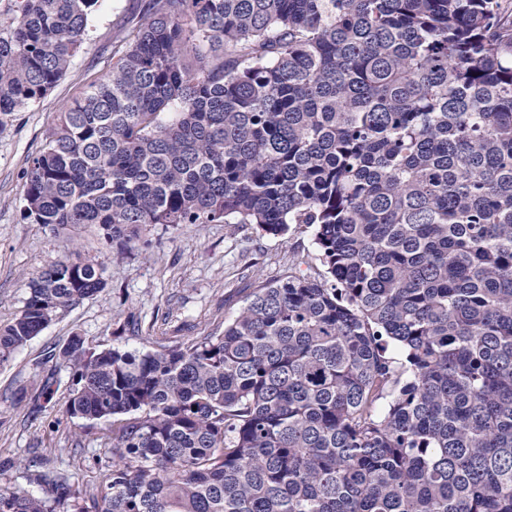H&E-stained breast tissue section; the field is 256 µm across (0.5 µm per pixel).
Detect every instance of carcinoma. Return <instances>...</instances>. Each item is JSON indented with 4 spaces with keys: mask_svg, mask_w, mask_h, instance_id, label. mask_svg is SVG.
Returning a JSON list of instances; mask_svg holds the SVG:
<instances>
[{
    "mask_svg": "<svg viewBox=\"0 0 512 512\" xmlns=\"http://www.w3.org/2000/svg\"><path fill=\"white\" fill-rule=\"evenodd\" d=\"M98 2L11 0L0 131ZM506 2L142 0L23 171L24 217L109 247L146 224H304L323 270L188 344L71 336L67 412L112 464L85 487L34 470L40 493L1 491L0 512H512ZM103 274L77 251L31 279L0 363Z\"/></svg>",
    "mask_w": 512,
    "mask_h": 512,
    "instance_id": "carcinoma-1",
    "label": "carcinoma"
}]
</instances>
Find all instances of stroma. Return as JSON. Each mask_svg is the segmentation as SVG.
<instances>
[{
    "label": "stroma",
    "mask_w": 512,
    "mask_h": 512,
    "mask_svg": "<svg viewBox=\"0 0 512 512\" xmlns=\"http://www.w3.org/2000/svg\"><path fill=\"white\" fill-rule=\"evenodd\" d=\"M139 5L100 0L63 78L40 101L13 113L0 133V324L21 310L29 277L75 248L93 256L102 248L94 229L72 233L25 219L23 171L63 105L108 73L112 38ZM301 255L318 265L313 231L299 224L279 236L253 224H155L138 248L111 249L105 288L60 311L0 365V490L36 492L27 474L45 460L75 473L83 485L99 481L112 461L96 426L67 414L70 374L44 364L46 353H59L75 333L94 347L141 351L221 334L253 291L286 275ZM50 372L57 380L52 399L35 401L40 376Z\"/></svg>",
    "instance_id": "stroma-1"
}]
</instances>
